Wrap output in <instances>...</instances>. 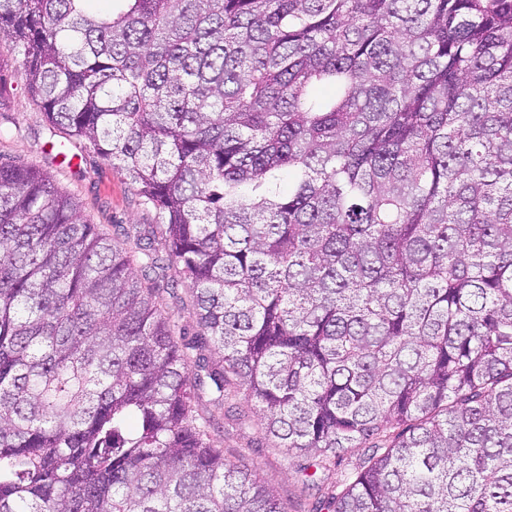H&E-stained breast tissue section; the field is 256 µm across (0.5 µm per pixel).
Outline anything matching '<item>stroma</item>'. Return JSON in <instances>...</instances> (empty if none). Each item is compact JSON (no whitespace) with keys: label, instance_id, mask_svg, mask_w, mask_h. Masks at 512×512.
I'll return each mask as SVG.
<instances>
[{"label":"stroma","instance_id":"stroma-1","mask_svg":"<svg viewBox=\"0 0 512 512\" xmlns=\"http://www.w3.org/2000/svg\"><path fill=\"white\" fill-rule=\"evenodd\" d=\"M0 76L7 85L6 94L0 97V161L41 169L78 199L90 223L118 224L132 232L157 225L155 210L144 205L111 163L93 150H83L69 163L56 156L52 144L66 142L67 137L52 130L36 97L27 89L25 72L15 62L7 40H0ZM197 408L211 419L215 435L223 437L225 456L243 457L289 512H328L320 501L319 487L342 494L367 457L365 449H354L330 469L319 471V485L314 488L308 486L304 473L314 455L291 454L277 447L243 394L229 396L221 404L207 394Z\"/></svg>","mask_w":512,"mask_h":512}]
</instances>
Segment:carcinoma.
Masks as SVG:
<instances>
[{"label":"carcinoma","instance_id":"obj_1","mask_svg":"<svg viewBox=\"0 0 512 512\" xmlns=\"http://www.w3.org/2000/svg\"><path fill=\"white\" fill-rule=\"evenodd\" d=\"M85 2L0 36L168 250L0 162V512H288L230 375L290 454L371 443L333 512H512V0ZM163 303L166 310H174L179 323L185 326L191 334L198 330L197 307L191 293L187 290V287H184V284L181 283L178 286L176 298L165 295ZM206 394L197 409L212 421L217 438L224 437V454L235 460L244 455V462L272 487L290 512H328L319 500L321 493L308 486L303 467L315 461L312 453L288 454L264 432L253 407L240 391L225 399L224 405L213 402ZM224 435V436H222Z\"/></svg>","mask_w":512,"mask_h":512}]
</instances>
